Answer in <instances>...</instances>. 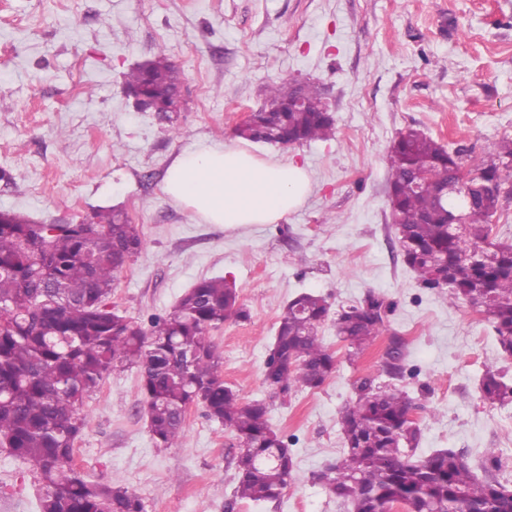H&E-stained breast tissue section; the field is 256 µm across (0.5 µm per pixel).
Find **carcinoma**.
<instances>
[{
  "mask_svg": "<svg viewBox=\"0 0 512 512\" xmlns=\"http://www.w3.org/2000/svg\"><path fill=\"white\" fill-rule=\"evenodd\" d=\"M128 94H144L165 112L181 89L178 70L164 49L127 76ZM269 111L235 129V135L278 145L334 135L335 119L322 109L317 86L287 80L265 89ZM512 163V139L496 162H475L486 178ZM461 168L458 153L418 128L398 134L389 155L388 202L399 218L396 238L404 263L425 288H446L455 300L479 308L496 333L501 352L512 357V244L491 238L499 196L464 208L439 200L440 186ZM462 210L461 232L451 233L449 213ZM89 223L41 228L10 213L0 223V438L9 453L30 465L43 484L39 512H144L142 500L122 486L98 484L70 467L73 443L88 423L78 405L115 370L135 366L148 430L162 448L180 446L186 407L231 429L239 440L234 497L261 507L281 499L293 479L294 461L284 438L272 429L264 400H242L224 382L222 356L209 333L225 322L246 320L237 289L222 276L204 278L166 313L143 325L109 304L118 274L141 252L143 239L128 216L98 210ZM391 305L370 293L357 305L332 311L321 295L303 292L283 307L263 379L287 399L314 390L336 372V355L319 335L328 320L355 359L383 331ZM383 373L396 381L415 377L405 340L390 339ZM481 398L491 404L512 399V384L488 372ZM404 389L360 379L355 397L341 411L343 455L324 479L344 512H512V496L501 491L498 459L486 458L477 475L463 451L439 449L415 456L419 426Z\"/></svg>",
  "mask_w": 512,
  "mask_h": 512,
  "instance_id": "obj_1",
  "label": "carcinoma"
}]
</instances>
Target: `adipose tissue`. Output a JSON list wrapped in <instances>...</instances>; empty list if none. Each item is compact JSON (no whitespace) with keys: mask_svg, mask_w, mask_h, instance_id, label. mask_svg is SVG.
Returning a JSON list of instances; mask_svg holds the SVG:
<instances>
[{"mask_svg":"<svg viewBox=\"0 0 512 512\" xmlns=\"http://www.w3.org/2000/svg\"><path fill=\"white\" fill-rule=\"evenodd\" d=\"M310 188L303 167L221 143L183 151L168 168L163 185L177 205L205 223L228 228L278 223Z\"/></svg>","mask_w":512,"mask_h":512,"instance_id":"1","label":"adipose tissue"}]
</instances>
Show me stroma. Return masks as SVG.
Returning a JSON list of instances; mask_svg holds the SVG:
<instances>
[{"label": "stroma", "mask_w": 512, "mask_h": 512, "mask_svg": "<svg viewBox=\"0 0 512 512\" xmlns=\"http://www.w3.org/2000/svg\"><path fill=\"white\" fill-rule=\"evenodd\" d=\"M160 48L182 72L183 109L172 118L138 110L123 92L125 73ZM279 78L319 82L335 118L331 139L255 146L308 170L303 204L278 223L233 230L172 202L163 177L174 158L199 142L236 143L238 115L259 109ZM410 127L457 150L465 167L512 138V0H0V210L76 224L97 208H123L144 247L110 303L142 322L201 279L235 282L249 317L210 333L224 380L269 403L295 462L280 502L258 511L233 500L234 432L197 405L181 446L158 447L130 368L84 400L77 472L134 492L145 512H340L321 475L343 448L340 412L357 381L381 373L385 336L351 363L324 323L337 371L285 403L262 370L298 293L346 307L373 292L392 302L388 334L404 337L419 371L405 383L418 455L452 448L479 462L495 453L497 477L512 489V403L480 397L486 371L512 381V358L474 306L423 287L396 242L388 152ZM41 493L0 447V512H39Z\"/></svg>", "instance_id": "1"}]
</instances>
